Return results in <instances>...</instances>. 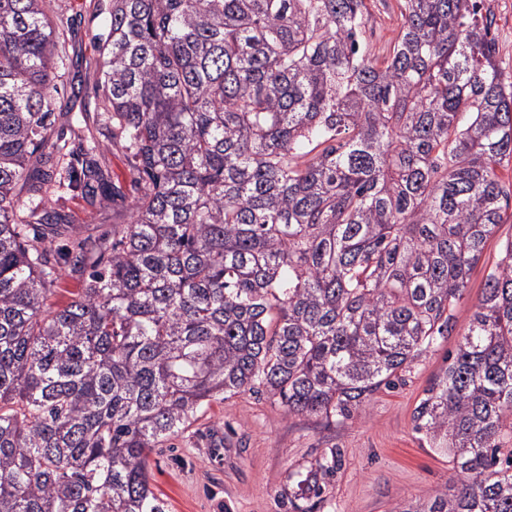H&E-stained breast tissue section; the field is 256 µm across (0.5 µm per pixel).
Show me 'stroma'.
<instances>
[{
  "label": "stroma",
  "instance_id": "35a3bbf8",
  "mask_svg": "<svg viewBox=\"0 0 512 512\" xmlns=\"http://www.w3.org/2000/svg\"><path fill=\"white\" fill-rule=\"evenodd\" d=\"M69 68L51 92L52 140L79 149L88 134L84 116H95L96 43L108 0H59ZM368 27L372 53L383 56L398 29L396 0H372ZM98 160L110 191L68 192L65 205L77 236L112 235V214L136 194L126 155L104 144ZM512 223L500 225L455 308L456 331L424 354L404 385L373 395L363 416L327 421L288 415L267 395L245 392L211 403L188 431L151 456V486L169 512H393L397 504L426 499L449 485L448 456L414 430L413 413L425 389L454 354L483 294L486 268L498 257ZM336 450L338 462L317 504L293 506L288 476Z\"/></svg>",
  "mask_w": 512,
  "mask_h": 512
}]
</instances>
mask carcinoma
I'll return each instance as SVG.
<instances>
[{"label": "carcinoma", "instance_id": "1", "mask_svg": "<svg viewBox=\"0 0 512 512\" xmlns=\"http://www.w3.org/2000/svg\"><path fill=\"white\" fill-rule=\"evenodd\" d=\"M109 0L98 134L49 142L58 0H0V512H167L150 455L226 394L348 418L455 330L506 223L512 76L483 0ZM136 196L69 256L51 190ZM414 412L452 486L395 512H512V239ZM330 449L293 497L322 498ZM396 4V0L371 1L368 28L373 32L370 38V47L375 55H386L391 40L396 35L399 23ZM55 288L53 293L49 295L47 303L54 306H63L70 301L71 293L76 292L77 288H81V278L78 274L70 272L68 266L63 265L62 276Z\"/></svg>", "mask_w": 512, "mask_h": 512}]
</instances>
